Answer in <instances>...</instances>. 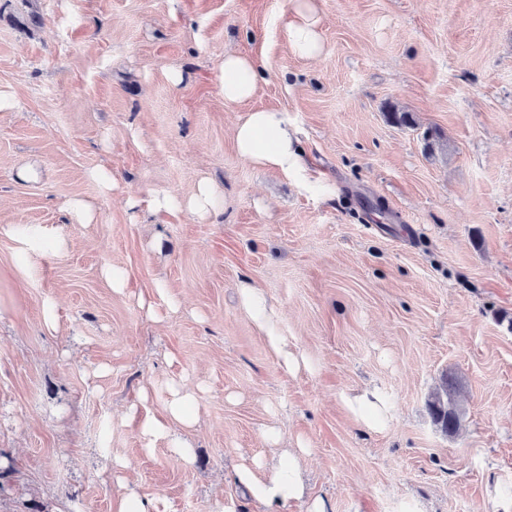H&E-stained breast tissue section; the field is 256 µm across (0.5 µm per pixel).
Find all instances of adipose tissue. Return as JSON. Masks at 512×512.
<instances>
[{
    "label": "adipose tissue",
    "instance_id": "1",
    "mask_svg": "<svg viewBox=\"0 0 512 512\" xmlns=\"http://www.w3.org/2000/svg\"><path fill=\"white\" fill-rule=\"evenodd\" d=\"M322 23L319 0H289L282 34L295 56L313 59L323 53ZM221 68L226 103L240 104L256 94L261 78V66L256 58L229 51L224 55ZM233 140L238 154L257 166L295 174L306 168L295 132L283 112L271 109L248 112L236 125ZM240 297L243 307L262 328L271 347L280 354L284 369L296 370L298 362L289 354L277 330L276 308L268 304L260 288L248 283L241 286ZM165 413L162 419L150 414L142 416L140 434L149 445L159 439L168 440L176 455L186 457L187 445L173 432L172 426L177 423L189 429L197 423L198 400L195 393L185 388H172ZM298 471V454L285 451L269 472L258 475L243 468L239 474L258 499L285 500L301 491Z\"/></svg>",
    "mask_w": 512,
    "mask_h": 512
}]
</instances>
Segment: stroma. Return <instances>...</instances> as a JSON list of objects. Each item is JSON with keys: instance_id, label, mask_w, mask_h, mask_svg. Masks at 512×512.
Returning a JSON list of instances; mask_svg holds the SVG:
<instances>
[{"instance_id": "obj_1", "label": "stroma", "mask_w": 512, "mask_h": 512, "mask_svg": "<svg viewBox=\"0 0 512 512\" xmlns=\"http://www.w3.org/2000/svg\"><path fill=\"white\" fill-rule=\"evenodd\" d=\"M320 4L305 60L288 0H0V226L64 242L26 261L0 234V512H112L113 458L159 512H512V0ZM229 50L262 61L241 104ZM257 108L285 112L303 177L238 155ZM204 181L206 218L148 204ZM173 380L199 393L188 465L126 416L145 391L162 414ZM445 382L453 434L428 407ZM363 391L376 422L345 400ZM297 446L306 497L237 483ZM323 16L319 0H290L282 34L293 54L313 59L324 51L321 36ZM240 297L243 307L262 328L271 347L280 354L284 369L287 372L298 369L297 360L288 353V348L277 331V310L268 304L261 289L249 283L243 284Z\"/></svg>"}]
</instances>
